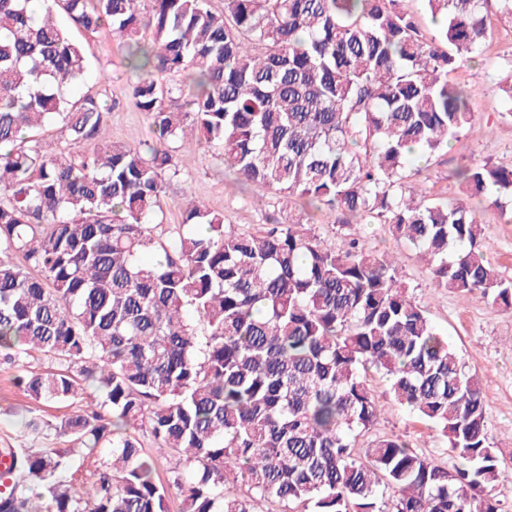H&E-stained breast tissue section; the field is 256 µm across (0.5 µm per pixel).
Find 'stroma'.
<instances>
[{"label":"stroma","mask_w":512,"mask_h":512,"mask_svg":"<svg viewBox=\"0 0 512 512\" xmlns=\"http://www.w3.org/2000/svg\"><path fill=\"white\" fill-rule=\"evenodd\" d=\"M71 35L82 45L88 63L80 95L99 99L110 107L104 122L106 139L132 146L152 140L147 117L128 97L134 78L123 66V46L107 30L92 34L75 29ZM451 78L470 91L474 120L412 181L425 188L428 197L451 203L462 199L475 210L484 225L482 251L501 276L510 280L512 222L506 214L512 211V197L496 202L488 195L467 196L457 172L486 161L512 167V103L503 93L505 86L512 85V28L494 24L493 34L481 46L476 61L462 64ZM174 156L181 176L167 183L169 206L164 211V223L179 222L178 207L187 191L210 209L223 212L226 222L242 231L287 220L288 210L281 201L272 195L263 200L254 198L251 189L225 168L217 151L179 148ZM311 228L329 241L361 237L369 249L399 258L416 301L426 308L467 368L479 377L493 446L502 463L512 470V312L478 294L464 298L436 287L430 263L418 249L393 237L386 225L359 226L351 223L345 212L323 206L315 210ZM369 384L383 407L370 438L398 437L443 468L450 470L459 465L458 455L438 430L389 398L384 379L374 374ZM18 406L46 419L60 418L74 410L70 403L45 405L32 401L15 386L10 366L0 365V448L10 446L15 438L10 412Z\"/></svg>","instance_id":"stroma-1"}]
</instances>
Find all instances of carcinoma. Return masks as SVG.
Wrapping results in <instances>:
<instances>
[{
	"label": "carcinoma",
	"mask_w": 512,
	"mask_h": 512,
	"mask_svg": "<svg viewBox=\"0 0 512 512\" xmlns=\"http://www.w3.org/2000/svg\"><path fill=\"white\" fill-rule=\"evenodd\" d=\"M423 0L427 40L403 0H0V358L40 353L15 376L35 402L79 408L58 422L15 412L0 512H502L483 493L512 476L486 428L479 380L409 292L397 258L359 238L328 242L305 211L240 232L192 199L162 228L172 142L219 151L252 186L385 224L422 248L435 286L512 309V281L480 252L461 203L415 190L430 160L474 120L450 79L492 34L490 2ZM107 28L138 73L135 106L154 140L102 138L107 108L72 96L81 45L53 16ZM187 74L190 83L173 75ZM61 124L68 148L39 136ZM473 195L512 196V169L466 167ZM395 401L440 429L448 471L399 438L355 453ZM168 458L171 479L137 432ZM69 437L70 446L52 440ZM42 443L39 448L34 442ZM94 457L82 492L68 474Z\"/></svg>",
	"instance_id": "cac0c4a2"
}]
</instances>
